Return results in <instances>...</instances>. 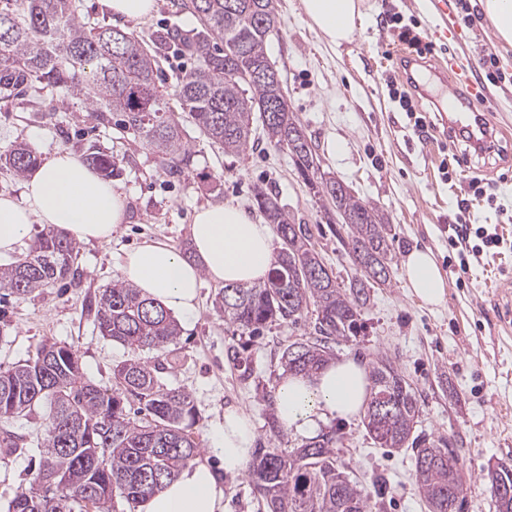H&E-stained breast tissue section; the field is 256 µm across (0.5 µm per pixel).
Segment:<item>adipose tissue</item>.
Here are the masks:
<instances>
[{
    "label": "adipose tissue",
    "instance_id": "adipose-tissue-1",
    "mask_svg": "<svg viewBox=\"0 0 512 512\" xmlns=\"http://www.w3.org/2000/svg\"><path fill=\"white\" fill-rule=\"evenodd\" d=\"M304 14L334 46L351 42L365 18L364 0H301ZM21 198L0 197V256L15 252L32 225L45 224L80 241L111 238L126 223V196L103 180L80 156L54 152L23 183ZM192 257L162 242L147 241L126 253L122 274L144 294L183 319L198 311L203 279L217 284H253L267 279L275 262L268 225L254 223L228 203L200 208L190 226ZM412 296L437 306L446 298L444 276L427 249L410 251L404 262ZM370 395L366 365L355 358L328 363L309 376L284 374L275 387L277 417L285 429L307 435L319 425L363 414ZM253 430L243 409H224L210 451L223 462L216 472L195 461L142 505L141 512H224L221 474L236 475L252 451Z\"/></svg>",
    "mask_w": 512,
    "mask_h": 512
}]
</instances>
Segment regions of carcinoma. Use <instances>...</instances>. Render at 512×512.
<instances>
[{
  "instance_id": "obj_1",
  "label": "carcinoma",
  "mask_w": 512,
  "mask_h": 512,
  "mask_svg": "<svg viewBox=\"0 0 512 512\" xmlns=\"http://www.w3.org/2000/svg\"><path fill=\"white\" fill-rule=\"evenodd\" d=\"M177 7L191 11L201 24L189 43L198 64L174 84L191 122L224 152L239 155L254 144L253 123L260 119L267 142L288 151L314 195L330 198L347 226L345 245L361 276L341 288L277 198L257 190L255 202L281 239L275 265L265 281L226 284L214 299L225 320L254 332L277 320L296 322L314 305L316 338L293 342L281 355L287 371L313 374L333 358L329 342L356 329L373 275H379V285L390 280L387 218L320 172L312 141L290 109L280 79L244 80L243 75L271 65L273 0H187ZM14 82L64 87L101 123L114 122L141 137L161 155L169 175L188 168L191 154L182 125L163 108L166 86L157 55L120 27L85 20L75 0H0V83ZM271 103L277 111L268 113L264 106ZM5 162L23 175L37 165V157L19 144ZM86 162L112 178L111 156L91 152ZM77 252V242L67 235L43 234L26 257L0 266V291L21 299L66 279ZM95 317L101 336L134 353L113 369L116 388L87 380L76 351L51 341L40 343L32 358L0 369V421L49 406L37 472L8 512H74L76 505L104 512L115 498L136 505L201 452L190 431L196 415L191 396L159 381L160 373L179 364L167 351L179 335L172 312L116 280L99 295ZM144 351L157 356L144 360L139 357ZM369 379L370 397L386 395L393 406L382 417L366 407L367 432L382 448L415 449L416 477L429 512H457L454 503L464 485L460 458L448 455L441 438L430 442L413 436L418 400L388 357L377 358ZM135 401L140 408L132 414ZM22 442V436L6 430L0 453L9 456ZM336 443L335 435L323 434L290 456L255 449L246 472L267 512H373L372 495L336 466ZM487 479L495 512H512V497L497 498L500 487H512V469H490Z\"/></svg>"
}]
</instances>
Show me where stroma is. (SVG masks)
Instances as JSON below:
<instances>
[{
    "label": "stroma",
    "instance_id": "1",
    "mask_svg": "<svg viewBox=\"0 0 512 512\" xmlns=\"http://www.w3.org/2000/svg\"><path fill=\"white\" fill-rule=\"evenodd\" d=\"M90 22L118 23L149 39L156 31L197 28L198 19L156 0L152 16L142 21L115 20L100 0H79ZM276 22L268 55L281 78L290 109L314 144L323 171L382 211L391 226L393 263L390 280L370 290L361 312L362 330L333 343L336 358L372 363L388 355L414 389L420 415L415 433L453 443L464 464V512H495L485 478L490 465L512 466V46L498 41L481 17L460 33L438 36L443 24L459 21V0H365L366 17L352 43L329 45L304 15L300 0H275ZM415 20L432 44L421 56V71L440 70L459 57L495 55L501 81L488 83V96L473 111L486 118L495 143L492 152H466L462 141L444 134L440 113L428 97L415 96L417 110L430 126L413 132L406 113L390 97L388 78L399 76L393 54L394 31L386 17ZM245 154H224L193 126H186L191 150L188 169L166 174L161 157L142 139L120 126L95 121L82 101L66 89H19L0 85V157L22 143L38 159L55 150L79 155L99 151L114 157L112 175L127 198L128 221L111 240L80 243L75 277L44 287L18 300L0 295V369L32 356L44 340L70 346L94 384L112 388L114 366L130 351L99 335L94 301L122 276L125 254L146 240L175 246L190 254L189 226L196 208L231 202L263 223L256 189L276 196L307 233L340 287H348L360 269L343 240L333 203L315 196L287 152L268 144L262 128ZM451 163L452 176L442 166ZM492 182L494 201L472 197L471 177ZM467 200L471 223L496 228L499 248L483 253L461 269L448 241V226ZM414 249L432 250L445 276L446 301L430 308L410 294L403 260ZM219 287L204 281L195 319L180 326L175 349L181 364L161 375L163 384L189 393L197 408L192 431L209 448L215 423L224 409H244L254 426V443L289 455L306 443L304 435L271 433L267 417L283 368L288 344L313 335L315 313L298 322L281 321L250 334L218 315L212 301ZM24 437V453L0 456V512L20 488L28 486L44 437L38 415L10 424ZM320 432H336V461L353 481L372 488L387 484L376 512H428L415 477L413 449L382 448L367 434L362 419L334 420Z\"/></svg>",
    "mask_w": 512,
    "mask_h": 512
}]
</instances>
